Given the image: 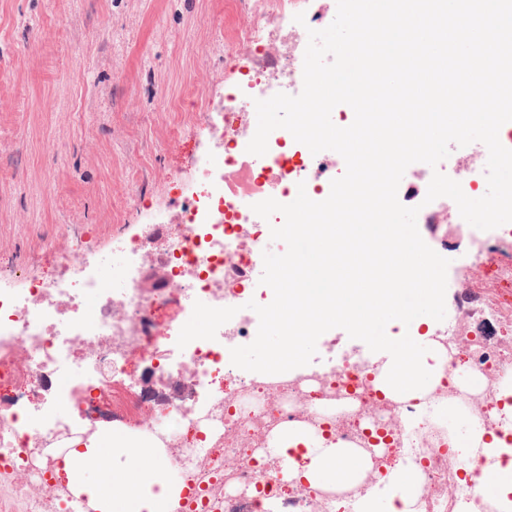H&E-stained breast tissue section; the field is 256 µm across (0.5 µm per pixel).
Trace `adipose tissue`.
Wrapping results in <instances>:
<instances>
[{
    "mask_svg": "<svg viewBox=\"0 0 512 512\" xmlns=\"http://www.w3.org/2000/svg\"><path fill=\"white\" fill-rule=\"evenodd\" d=\"M496 399L493 426L460 422L448 449L476 492L496 500L500 512H512V381ZM73 444L63 460L64 479L80 488L94 512H171L182 487L148 442L107 430ZM268 462L284 482L314 487L352 483L369 466L356 449L292 424L276 437ZM423 478L422 465L396 462L368 491L363 512H377L381 504L386 512H416Z\"/></svg>",
    "mask_w": 512,
    "mask_h": 512,
    "instance_id": "obj_1",
    "label": "adipose tissue"
}]
</instances>
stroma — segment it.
<instances>
[{
  "label": "stroma",
  "instance_id": "obj_1",
  "mask_svg": "<svg viewBox=\"0 0 512 512\" xmlns=\"http://www.w3.org/2000/svg\"><path fill=\"white\" fill-rule=\"evenodd\" d=\"M227 0H0V267L52 269L58 233L111 255L177 205L206 150L205 97L238 76ZM497 287L448 279L446 309L494 330ZM334 328L313 365L367 352Z\"/></svg>",
  "mask_w": 512,
  "mask_h": 512
}]
</instances>
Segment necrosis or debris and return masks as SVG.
Instances as JSON below:
<instances>
[{
    "label": "necrosis or debris",
    "instance_id": "obj_1",
    "mask_svg": "<svg viewBox=\"0 0 512 512\" xmlns=\"http://www.w3.org/2000/svg\"><path fill=\"white\" fill-rule=\"evenodd\" d=\"M309 0H239L240 31L228 53L246 69L206 105L199 124L216 148L199 156L191 185L183 187L171 220L146 237L120 239L124 267L106 284L101 263L54 253L50 277L27 288L0 284V512H86L85 501L56 475L62 444L112 428L152 440L162 448L178 481L194 494L173 512H360L364 495L398 459L429 462L418 512H498L477 493H463L458 463L446 455L450 432L442 420L455 409L488 425L492 398L512 370V343L469 329L465 314L449 318L433 340L446 354L480 373L484 388L471 392L442 380L426 412L380 395L372 385L376 365L350 358L340 367L305 374L254 376L226 372L235 340L255 339L259 320L242 312L244 301L269 304L270 287L254 277L270 219L252 206L287 202L298 187L325 200L341 168L337 154L297 149L291 133L271 132L268 151L248 159L246 117L255 100L284 90L300 93L308 32L328 18ZM304 13V23L294 16ZM455 169L408 167L398 199L419 207L420 223L461 224L455 202H426L433 172H452L466 196L486 180L485 145L459 148ZM492 265L499 287H512V225L480 237L461 277ZM232 307L236 313L215 339L178 348L177 338L195 302ZM143 369L131 391L111 381L130 365ZM55 403L60 415L46 413ZM294 423L358 449L371 461L358 482L339 489L282 488L264 458L281 428Z\"/></svg>",
    "mask_w": 512,
    "mask_h": 512
}]
</instances>
